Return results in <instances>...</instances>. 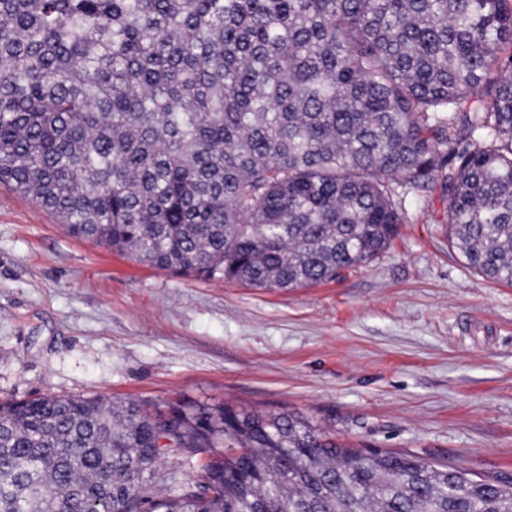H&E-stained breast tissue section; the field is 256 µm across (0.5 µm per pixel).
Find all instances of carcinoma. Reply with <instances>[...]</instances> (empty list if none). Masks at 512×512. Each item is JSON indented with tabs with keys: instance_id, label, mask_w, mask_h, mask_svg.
<instances>
[{
	"instance_id": "cac0c4a2",
	"label": "carcinoma",
	"mask_w": 512,
	"mask_h": 512,
	"mask_svg": "<svg viewBox=\"0 0 512 512\" xmlns=\"http://www.w3.org/2000/svg\"><path fill=\"white\" fill-rule=\"evenodd\" d=\"M0 182L173 274L330 281L438 187L512 284L509 0H0ZM100 396L0 401V512H512V482L308 418ZM220 449L155 498L169 455Z\"/></svg>"
}]
</instances>
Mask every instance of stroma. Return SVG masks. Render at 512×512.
Masks as SVG:
<instances>
[{"instance_id":"stroma-1","label":"stroma","mask_w":512,"mask_h":512,"mask_svg":"<svg viewBox=\"0 0 512 512\" xmlns=\"http://www.w3.org/2000/svg\"><path fill=\"white\" fill-rule=\"evenodd\" d=\"M405 208L369 264L269 289L141 264L0 184V399L301 413L346 444L512 481V286L466 265L440 190Z\"/></svg>"}]
</instances>
